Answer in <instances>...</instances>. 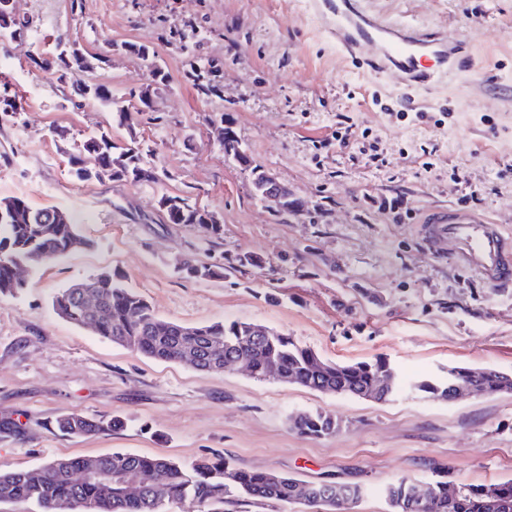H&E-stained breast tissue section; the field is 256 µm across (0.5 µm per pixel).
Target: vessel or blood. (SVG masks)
<instances>
[{
  "label": "vessel or blood",
  "instance_id": "vessel-or-blood-1",
  "mask_svg": "<svg viewBox=\"0 0 512 512\" xmlns=\"http://www.w3.org/2000/svg\"><path fill=\"white\" fill-rule=\"evenodd\" d=\"M310 8L351 59H358L366 47H376L368 59L370 69L395 75L404 93L446 82L475 66L463 41L388 21L368 11L362 0H310ZM422 222L435 249L459 247L494 287L512 288V237H505L498 224L445 207L428 209Z\"/></svg>",
  "mask_w": 512,
  "mask_h": 512
}]
</instances>
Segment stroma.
<instances>
[{
    "mask_svg": "<svg viewBox=\"0 0 512 512\" xmlns=\"http://www.w3.org/2000/svg\"><path fill=\"white\" fill-rule=\"evenodd\" d=\"M388 19L462 39L474 70L413 98L395 79L343 58L308 0H17L30 31L0 48V199L76 215L88 244L23 269L0 295V470L60 457L129 452L182 462L226 458L241 469L306 482L357 483L355 512H389L384 488L436 473L488 485L512 480V393L447 402L405 390L387 402L325 394L243 367L204 373L159 361L56 315L70 284L117 271L161 318L185 326L251 321L332 362L382 357L409 380L468 365L512 374V291L490 287L456 250L435 253L423 209L474 211L512 235V0H369ZM196 28L189 46L169 32ZM97 57L91 82L132 106L133 130L111 106L81 108L50 58L59 36ZM147 45L142 59L130 45ZM209 63L221 97L199 95L190 72ZM151 111H138L153 66ZM223 120L254 163L302 201L280 213L255 195L250 169L226 156ZM129 132L154 151L160 182L78 181L69 160L88 136ZM351 132L348 145L337 133ZM210 212L224 233L168 224L161 194ZM263 258L241 267L238 257ZM226 266L224 278L180 262ZM336 416L337 433L291 431L298 412ZM77 413L120 429L59 430Z\"/></svg>",
    "mask_w": 512,
    "mask_h": 512,
    "instance_id": "35a3bbf8",
    "label": "stroma"
}]
</instances>
